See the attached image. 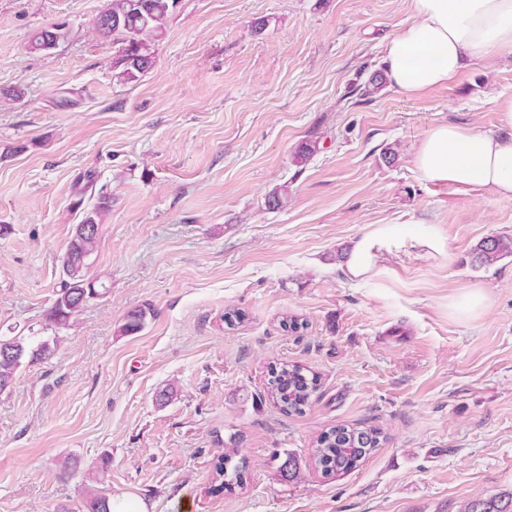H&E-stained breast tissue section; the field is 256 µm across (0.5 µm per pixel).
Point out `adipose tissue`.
<instances>
[{
  "mask_svg": "<svg viewBox=\"0 0 512 512\" xmlns=\"http://www.w3.org/2000/svg\"><path fill=\"white\" fill-rule=\"evenodd\" d=\"M512 51V0H411V16L385 45V77L408 95L454 81L470 60ZM412 163L426 183L460 193L482 189L512 200V140L496 132L444 122L414 147ZM447 238L437 224L402 230L376 224L358 238L345 260L356 278L389 255L442 256Z\"/></svg>",
  "mask_w": 512,
  "mask_h": 512,
  "instance_id": "1",
  "label": "adipose tissue"
}]
</instances>
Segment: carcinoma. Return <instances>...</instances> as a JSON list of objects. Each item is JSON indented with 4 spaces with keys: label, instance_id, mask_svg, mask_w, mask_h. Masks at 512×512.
<instances>
[{
    "label": "carcinoma",
    "instance_id": "obj_1",
    "mask_svg": "<svg viewBox=\"0 0 512 512\" xmlns=\"http://www.w3.org/2000/svg\"><path fill=\"white\" fill-rule=\"evenodd\" d=\"M175 4L176 0H112V4L98 14L95 21L98 33L119 44L114 67L119 69L120 79L135 81L150 68L149 40L161 36L165 20ZM61 34V25L44 28L32 37L31 48L44 50L58 41ZM111 204V196L101 195L91 210L83 212L82 220L76 225L62 256L60 289L46 314L49 323L56 326L66 324L84 305L81 285L88 281L85 258L96 246L101 218ZM87 224L93 231L84 232ZM511 254L512 241L487 237L474 249L472 261L479 266H488ZM147 314L145 309L130 311L122 332L135 334L143 330ZM50 351V343L46 341L34 348L21 337L0 338V393L11 387L16 372L27 357L44 356ZM269 385L271 393L293 412L301 411L318 388L317 381L307 378L295 365L282 366L272 375ZM381 437L382 432L375 427L357 429L338 425L317 440L313 449L314 462L326 474L346 473L378 447ZM82 508L85 512H112V499L92 492ZM462 512H509V503L491 496L464 504Z\"/></svg>",
    "mask_w": 512,
    "mask_h": 512
}]
</instances>
